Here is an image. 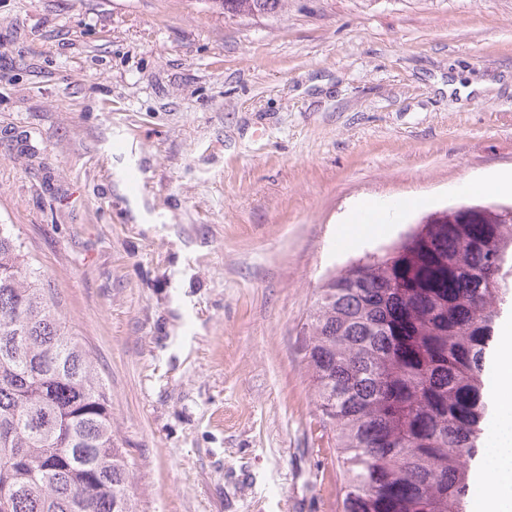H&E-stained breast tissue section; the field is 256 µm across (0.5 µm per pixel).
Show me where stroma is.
<instances>
[{
    "label": "stroma",
    "instance_id": "35a3bbf8",
    "mask_svg": "<svg viewBox=\"0 0 512 512\" xmlns=\"http://www.w3.org/2000/svg\"><path fill=\"white\" fill-rule=\"evenodd\" d=\"M512 0H0V224L93 352L137 512H341L324 279L512 196ZM428 199L392 225L363 200ZM289 0H208L213 8L224 13V18H276L288 11ZM458 192L466 195L482 194H511L512 195V172H499L493 178L487 180H466L457 189Z\"/></svg>",
    "mask_w": 512,
    "mask_h": 512
}]
</instances>
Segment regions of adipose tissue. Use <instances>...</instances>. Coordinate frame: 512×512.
Wrapping results in <instances>:
<instances>
[{
  "instance_id": "1",
  "label": "adipose tissue",
  "mask_w": 512,
  "mask_h": 512,
  "mask_svg": "<svg viewBox=\"0 0 512 512\" xmlns=\"http://www.w3.org/2000/svg\"><path fill=\"white\" fill-rule=\"evenodd\" d=\"M494 369L489 399L496 419L484 435L474 476L484 488V512H512V323L500 330Z\"/></svg>"
}]
</instances>
